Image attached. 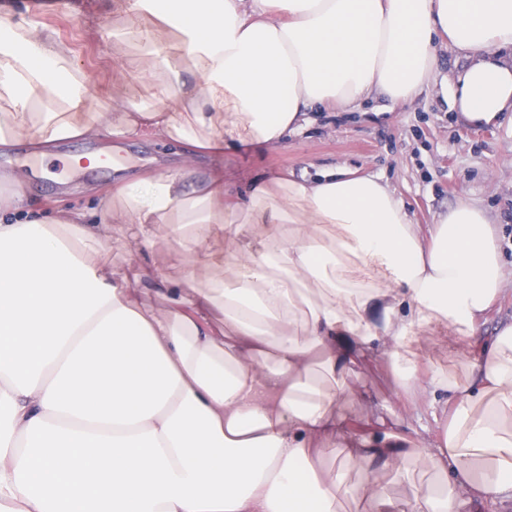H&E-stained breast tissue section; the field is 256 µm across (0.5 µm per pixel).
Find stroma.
<instances>
[{"instance_id": "stroma-1", "label": "stroma", "mask_w": 512, "mask_h": 512, "mask_svg": "<svg viewBox=\"0 0 512 512\" xmlns=\"http://www.w3.org/2000/svg\"><path fill=\"white\" fill-rule=\"evenodd\" d=\"M0 12L36 19L53 27L73 51L76 66L91 88L112 77L116 47L110 37L111 11L98 0H0ZM439 65L429 87L412 102L390 109L381 95H371L344 109L314 107L301 133L289 135L285 145L247 143L198 163L188 180L204 183L211 169L223 168L231 180L230 193L273 175L311 180L332 167L356 175H375L403 199L413 223L429 227L447 215L460 199H470L499 232L504 260L512 263V112L481 126L467 124L452 107L451 88L467 60L452 46L437 48ZM122 158L129 176L144 174L145 160L158 168H177L180 145L144 135L122 142ZM94 143L67 141L60 157L40 161L31 155L26 137L0 153V171L28 178L31 214L41 220L68 207L93 208L99 190L112 186L111 168H89L86 152ZM112 239L104 255L113 267L128 263L162 271L166 286L183 278L180 265L168 259L169 242L157 235L141 250L138 229L130 224L111 227ZM353 389L344 407L352 426L365 424L370 408L383 405L394 393L395 381L381 348L371 349L367 361L346 380Z\"/></svg>"}]
</instances>
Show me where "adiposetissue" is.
Returning a JSON list of instances; mask_svg holds the SVG:
<instances>
[{"label":"adipose tissue","instance_id":"1","mask_svg":"<svg viewBox=\"0 0 512 512\" xmlns=\"http://www.w3.org/2000/svg\"><path fill=\"white\" fill-rule=\"evenodd\" d=\"M114 79L92 93L45 24L0 15V148L145 134L184 145V166L118 184L93 212L24 217L0 173V512H467L512 499V322H478L512 277L491 224L459 202L421 234L378 177L330 170L252 185L225 208L223 169L185 167L245 142L282 143L313 106L372 91L416 98L435 41L464 52L452 104L475 126L512 112V0H111ZM196 82L187 85L184 76ZM112 224L141 245L164 229L183 264L169 309L138 294L145 271L110 268ZM242 241L217 251L216 238ZM204 264L207 287H194ZM453 334L464 378L421 366ZM383 342L397 390L364 433L337 378ZM441 420L407 446L405 408ZM425 466L404 498L379 471Z\"/></svg>","mask_w":512,"mask_h":512}]
</instances>
